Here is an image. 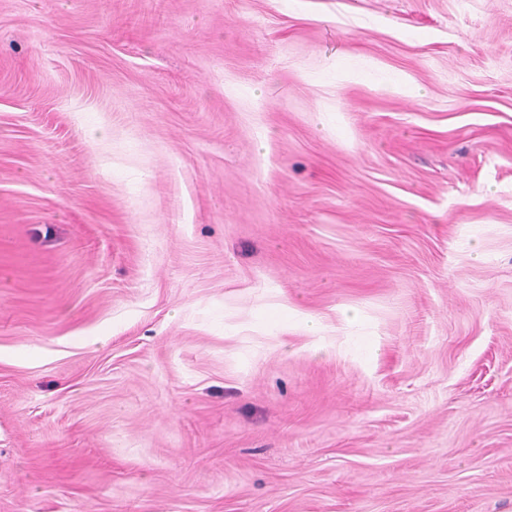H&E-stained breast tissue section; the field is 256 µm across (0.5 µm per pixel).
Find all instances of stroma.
<instances>
[{
    "instance_id": "1",
    "label": "stroma",
    "mask_w": 512,
    "mask_h": 512,
    "mask_svg": "<svg viewBox=\"0 0 512 512\" xmlns=\"http://www.w3.org/2000/svg\"><path fill=\"white\" fill-rule=\"evenodd\" d=\"M0 512H512V0H0Z\"/></svg>"
}]
</instances>
